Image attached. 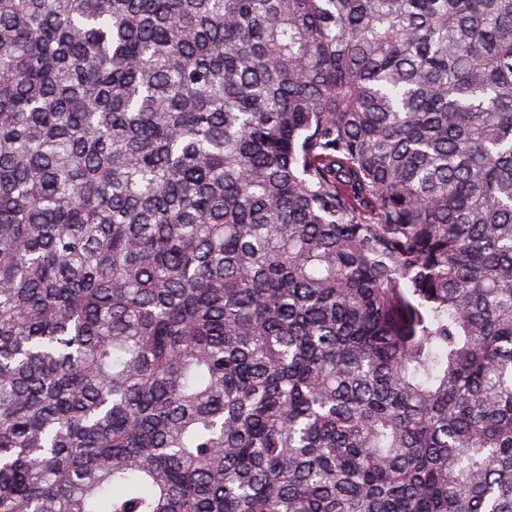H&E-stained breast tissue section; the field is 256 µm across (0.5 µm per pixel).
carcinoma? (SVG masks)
Wrapping results in <instances>:
<instances>
[{"label":"carcinoma","mask_w":512,"mask_h":512,"mask_svg":"<svg viewBox=\"0 0 512 512\" xmlns=\"http://www.w3.org/2000/svg\"><path fill=\"white\" fill-rule=\"evenodd\" d=\"M0 512H512V0H0Z\"/></svg>","instance_id":"cac0c4a2"}]
</instances>
